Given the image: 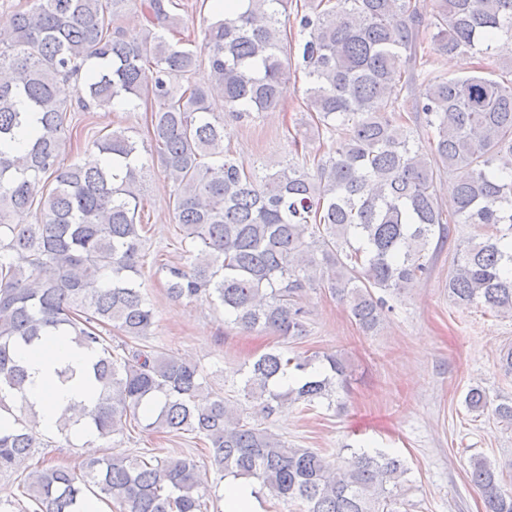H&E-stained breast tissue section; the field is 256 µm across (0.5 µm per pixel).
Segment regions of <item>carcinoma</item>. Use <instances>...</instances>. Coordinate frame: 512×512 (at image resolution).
Listing matches in <instances>:
<instances>
[{"label":"carcinoma","instance_id":"1","mask_svg":"<svg viewBox=\"0 0 512 512\" xmlns=\"http://www.w3.org/2000/svg\"><path fill=\"white\" fill-rule=\"evenodd\" d=\"M131 4L146 24L128 36L120 22ZM176 6L25 0L0 30V413L11 417L0 418V472L17 474L23 512H85L89 492L115 512H206L196 461L174 450L93 457L78 470L23 466L43 442L33 407L10 404L27 381L15 351L68 336L92 354L98 396L83 420L62 416L58 432L110 442L143 409L146 428L194 436L217 472L253 479L301 512H398L399 459L363 452L342 467L262 426L290 405L333 402L347 382L336 355H260L243 373L241 392L256 407L245 417L195 363L141 344L154 309L138 283L147 257L139 144L112 130L92 140L103 165L62 155L75 114L150 105L186 259L163 264L167 295L217 300L242 330L306 335L304 296L323 287L362 332L377 331L388 297L429 276L451 224L480 231L453 255L448 297L511 314L512 0H435L428 16L417 0H303L293 41L281 30L287 0H247L209 19L201 79V55L166 37L178 33ZM293 55L316 128L338 138L324 158L294 139L277 167L231 158L208 101L224 98L237 122L278 108ZM449 55L476 65L443 72ZM74 78L75 102L59 99L58 84ZM445 177L455 184L449 210L438 195ZM26 213L34 223H21ZM464 403L484 411L486 390L470 387ZM493 416L512 427V398ZM469 481L485 512H512L495 462L472 458Z\"/></svg>","mask_w":512,"mask_h":512}]
</instances>
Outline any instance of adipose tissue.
<instances>
[{
    "mask_svg": "<svg viewBox=\"0 0 512 512\" xmlns=\"http://www.w3.org/2000/svg\"><path fill=\"white\" fill-rule=\"evenodd\" d=\"M16 358L29 374L26 399L34 406L42 430L55 431L66 409L94 403L96 394L86 382L90 355L67 337L53 336L42 346L19 348ZM62 364L74 370L73 380L58 381L55 371Z\"/></svg>",
    "mask_w": 512,
    "mask_h": 512,
    "instance_id": "ef3b65f1",
    "label": "adipose tissue"
}]
</instances>
